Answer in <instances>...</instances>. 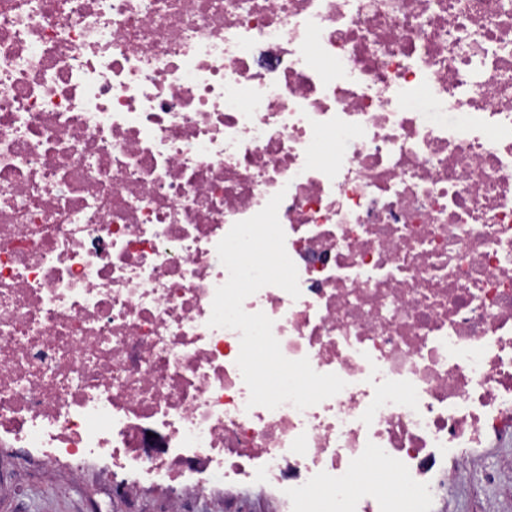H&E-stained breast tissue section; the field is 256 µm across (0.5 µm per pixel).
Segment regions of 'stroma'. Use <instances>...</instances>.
<instances>
[{"label":"stroma","instance_id":"obj_1","mask_svg":"<svg viewBox=\"0 0 512 512\" xmlns=\"http://www.w3.org/2000/svg\"><path fill=\"white\" fill-rule=\"evenodd\" d=\"M479 455L482 468L449 479L432 512H481L485 499L495 500L498 512H512V485H493L484 477L503 458H512V440L492 443ZM167 496V489L148 486L130 504L115 497L96 470L77 480L60 467L49 477L29 449L0 447V512H166Z\"/></svg>","mask_w":512,"mask_h":512}]
</instances>
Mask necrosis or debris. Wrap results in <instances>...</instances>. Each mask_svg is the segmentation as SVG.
I'll return each instance as SVG.
<instances>
[{
  "label": "necrosis or debris",
  "mask_w": 512,
  "mask_h": 512,
  "mask_svg": "<svg viewBox=\"0 0 512 512\" xmlns=\"http://www.w3.org/2000/svg\"><path fill=\"white\" fill-rule=\"evenodd\" d=\"M278 193L301 295L243 308L345 381L303 410L208 324ZM510 434L512 0H0V446L425 512Z\"/></svg>",
  "instance_id": "1"
}]
</instances>
